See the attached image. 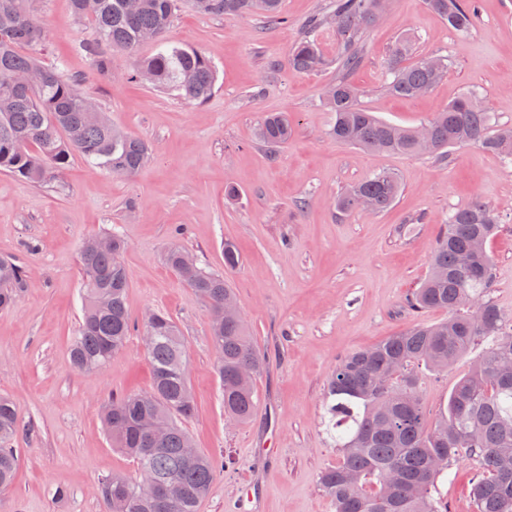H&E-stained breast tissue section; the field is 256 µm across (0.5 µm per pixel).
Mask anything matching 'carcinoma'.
I'll return each mask as SVG.
<instances>
[{
    "label": "carcinoma",
    "instance_id": "carcinoma-1",
    "mask_svg": "<svg viewBox=\"0 0 512 512\" xmlns=\"http://www.w3.org/2000/svg\"><path fill=\"white\" fill-rule=\"evenodd\" d=\"M37 0H0V172L43 184L55 179L72 157L80 156L109 173L130 176L149 158L148 144L112 125L79 89L80 80L45 66L46 31ZM72 0L74 14L88 21L91 39L83 51L96 72L112 76V52L133 57L129 78L147 74L151 84L172 90L189 103L205 102L215 89L217 71L202 51L169 40L180 0H138L130 12L125 0ZM203 15H259L280 24V0H192ZM427 7L459 35L474 25L473 0H426ZM386 6V0H335L332 12L313 17L288 55L295 73H311L336 65L323 105L332 113L328 136L360 150L406 155L422 153L417 128L391 124L364 109L360 91L349 75L362 56L364 34ZM328 25L336 32L338 55L325 57L316 32ZM151 34L154 53L139 55L143 36ZM414 41L398 38L388 67L386 87L396 96L414 98L430 91L448 74V59L406 63ZM38 72L43 81L22 88L17 79ZM427 124L433 145L428 154L477 145L512 164V127H497L490 113L477 105L471 91L436 113ZM291 123L285 112H268L257 128L258 140L277 149L288 142ZM397 176L379 172L351 186L336 200L345 214L363 209L379 213L395 202ZM497 221L485 203L475 200L456 209L438 243L428 276L409 298L416 312L442 309L448 319L417 324L397 336L360 349L332 371L326 392L328 427L336 430L339 463L322 476V487L335 512H448V503L434 495L453 462L474 461L472 496L475 512H512V330L490 301L493 260L486 249ZM127 243L112 233L87 238L81 248L83 308L78 334L70 345L72 364L81 371L102 369L125 346L133 324L126 304L128 277L121 256ZM464 252L476 255L469 269L460 267ZM166 265L191 288L211 314L210 341L214 367L224 397V414L243 423L256 409L253 385H240L236 374L257 376L264 367L242 318L224 315L236 298L220 273L197 265L179 246L164 255ZM26 288L23 269L0 258V309L11 307ZM154 341L147 349L152 385L145 393H129L105 405L103 424L112 447L134 463L131 473L114 472L99 481L105 512H198L224 462L194 447L184 422L195 411L187 375L184 339L177 324L156 313ZM481 356L455 384L448 401L428 419L422 385L414 367L423 364L444 371L476 346ZM168 426L157 439L151 421ZM18 415L0 396V489L9 487L18 466L12 441ZM177 486L173 497L146 494L148 484Z\"/></svg>",
    "mask_w": 512,
    "mask_h": 512
}]
</instances>
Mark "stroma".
<instances>
[{
  "label": "stroma",
  "instance_id": "obj_1",
  "mask_svg": "<svg viewBox=\"0 0 512 512\" xmlns=\"http://www.w3.org/2000/svg\"><path fill=\"white\" fill-rule=\"evenodd\" d=\"M50 48L47 65L81 78L82 92L113 125L147 141L150 159L136 175L113 177L74 157L60 180L33 184L0 173V255L24 267L27 288L0 311V394L13 402L20 464L0 512H103L98 482L132 471L112 448L101 418L111 398L150 389L143 320L168 314L185 340L195 413L186 427L197 448L223 459L198 512H233L243 484L259 478L262 512H334L320 478L341 453L322 423L327 383L339 360L410 328L447 318L431 309L415 316L407 298L429 272L449 215L479 198L498 220L487 250L493 258L490 298L512 316V166L479 146L447 158L371 153L327 135L331 114L321 102L335 70L297 74L288 54L312 16L333 0H282L284 21L258 16L212 17L183 0L172 40L204 52L218 81L204 103L126 78L133 60L116 52L112 74L98 75L80 45L91 36L71 0H38ZM416 38L417 56L448 58V75L429 93L399 98L383 89L393 45ZM360 103L380 119L416 127L468 91L496 125H512V0H477L469 35L453 32L425 0H390L364 39L350 75ZM267 112L288 113L293 133L272 150L255 131ZM400 181L387 211L340 213L336 199L373 173ZM235 196H227V187ZM119 232L128 247L127 305L134 328L104 368L76 370L69 345L82 315L80 248L89 236ZM241 264L224 269L225 243ZM179 244L199 266L225 272L247 319L265 370L254 381L257 410L244 424L224 415L214 371L210 317L194 292L164 262ZM472 357L448 372L426 374L423 400L436 413ZM272 440L273 458L258 450ZM473 464L456 462L439 482L449 512H474ZM68 494L56 499L57 486Z\"/></svg>",
  "mask_w": 512,
  "mask_h": 512
}]
</instances>
